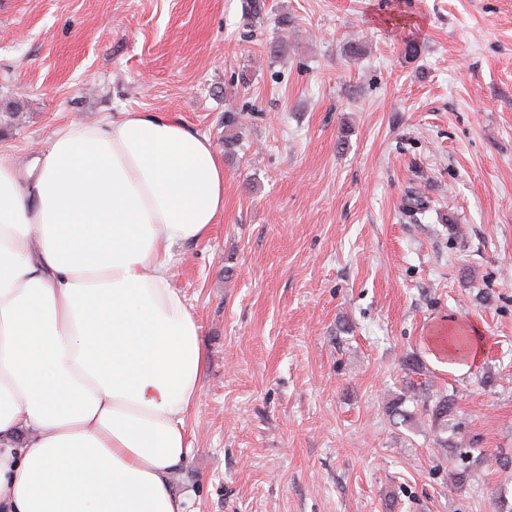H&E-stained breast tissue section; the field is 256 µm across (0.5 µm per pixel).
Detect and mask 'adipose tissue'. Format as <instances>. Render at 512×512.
Listing matches in <instances>:
<instances>
[{
	"instance_id": "obj_1",
	"label": "adipose tissue",
	"mask_w": 512,
	"mask_h": 512,
	"mask_svg": "<svg viewBox=\"0 0 512 512\" xmlns=\"http://www.w3.org/2000/svg\"><path fill=\"white\" fill-rule=\"evenodd\" d=\"M224 214V163L165 112L0 153V512H185L198 317L173 250Z\"/></svg>"
}]
</instances>
